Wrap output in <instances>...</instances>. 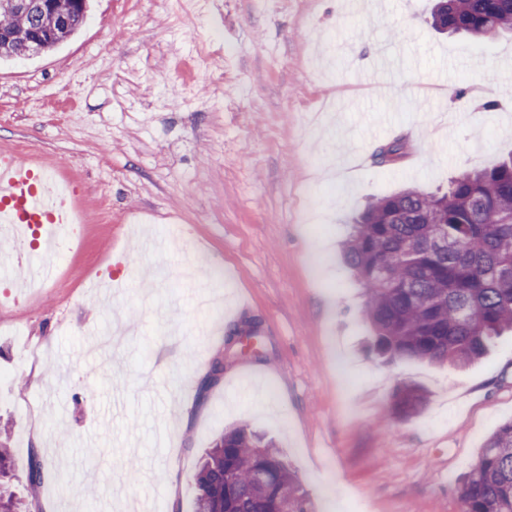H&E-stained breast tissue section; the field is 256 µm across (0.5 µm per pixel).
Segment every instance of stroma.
<instances>
[{
	"instance_id": "35a3bbf8",
	"label": "stroma",
	"mask_w": 512,
	"mask_h": 512,
	"mask_svg": "<svg viewBox=\"0 0 512 512\" xmlns=\"http://www.w3.org/2000/svg\"><path fill=\"white\" fill-rule=\"evenodd\" d=\"M205 2L189 71L176 0H92L52 52L0 60V151L30 145L83 194L62 283L29 299L0 274V440L43 465L18 491L36 512H194L202 453L246 425L318 512H461L512 419V334L464 369L384 361L339 243L366 200L512 155V33L438 34L434 0ZM210 267L231 278L205 310L186 274ZM247 319L257 353L201 390ZM403 383L426 404L385 419Z\"/></svg>"
}]
</instances>
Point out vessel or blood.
I'll return each instance as SVG.
<instances>
[{
  "instance_id": "obj_1",
  "label": "vessel or blood",
  "mask_w": 512,
  "mask_h": 512,
  "mask_svg": "<svg viewBox=\"0 0 512 512\" xmlns=\"http://www.w3.org/2000/svg\"><path fill=\"white\" fill-rule=\"evenodd\" d=\"M67 218L64 200L54 189L53 173L0 153V223L10 225L18 246L11 265L29 279L49 280L47 251Z\"/></svg>"
}]
</instances>
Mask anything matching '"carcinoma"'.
Returning <instances> with one entry per match:
<instances>
[{"label":"carcinoma","mask_w":512,"mask_h":512,"mask_svg":"<svg viewBox=\"0 0 512 512\" xmlns=\"http://www.w3.org/2000/svg\"><path fill=\"white\" fill-rule=\"evenodd\" d=\"M431 25L482 38L512 32V0H437ZM81 24L46 35V53ZM47 31L37 10H0V31ZM0 39V57L26 56ZM342 250L365 294L363 317L376 349L393 360L466 366L512 331V155L492 168L463 171L442 193L409 188L370 201L348 223ZM422 391L395 388L388 413L409 419ZM17 466L0 444V478ZM196 512H316L271 440L246 426L215 440L195 474ZM461 512H512V420L486 440L460 485ZM33 501L0 488V512H33Z\"/></svg>","instance_id":"carcinoma-1"}]
</instances>
